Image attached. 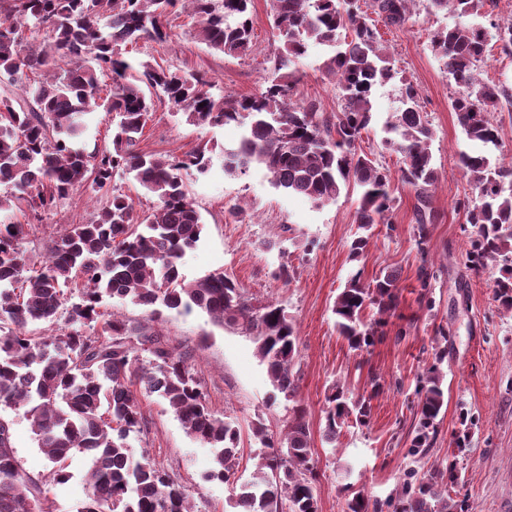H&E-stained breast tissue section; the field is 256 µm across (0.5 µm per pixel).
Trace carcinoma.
I'll return each mask as SVG.
<instances>
[{"mask_svg":"<svg viewBox=\"0 0 512 512\" xmlns=\"http://www.w3.org/2000/svg\"><path fill=\"white\" fill-rule=\"evenodd\" d=\"M0 5V71L22 83L26 105L0 98V404L24 410L38 447L52 464L55 484L70 480L68 460L93 454L86 476L82 512H194L182 485L162 468L132 459L127 439L145 431L142 398L157 395L186 433L214 450L210 477L235 476L241 434L209 406L189 363L156 324L161 309L194 308L211 322L253 340L274 391L295 400L299 336L281 304L253 303L231 277L214 272L187 281L179 269L185 252L200 240L203 219L183 189L180 171L209 168L212 157L199 147L182 159L138 151L153 102L143 87L158 91L194 124L223 126L248 121L232 150L224 151V173L265 170L271 183L324 206L342 192L359 190L355 221L362 233L350 254L363 255L377 224L391 226V173L357 144L371 123V96L398 72L380 45L377 24L404 27L413 20L415 0H369L372 19L359 0H272V28L281 43L276 74L260 92L215 97L195 73L171 71L150 62L134 66L127 45L170 37L167 18L177 0H6ZM198 18L206 45L230 56L252 47V0H185ZM437 11L485 17L488 0H428ZM48 32L38 39L36 33ZM512 57V23L478 22L437 30L432 47L459 88L451 100L457 124L480 151L459 157L472 195L456 203L468 235L466 264L475 271L499 267L498 311L512 313V167L490 155L500 147L493 119L512 106V86L485 83L480 64L491 43ZM333 48L325 62L336 78L341 108L327 114L313 100L296 99V80L277 75L306 55L311 44ZM93 107L116 113L112 148H86L83 117ZM382 146L399 154L400 179L415 192L418 245L438 219L431 198L440 181L433 162V129L413 86L386 122ZM156 197L141 217L133 201L112 193L86 224H70L50 236L43 260L31 265L26 248L31 224L13 221L16 212L35 219L74 189L99 191L116 171ZM436 271L422 258L416 272L419 304L432 309ZM400 274L384 268L371 279L360 268L336 296V327L351 349L369 351L387 318L399 306ZM78 291V300L67 294ZM106 298L151 307L143 319L102 310ZM372 318H366V310ZM63 321L58 332H34ZM149 354L139 361V354ZM443 354L416 378L418 422L408 454L424 455L437 437L448 404L441 368ZM323 437L336 441L345 424L364 425L369 399L349 402L342 386L325 396ZM12 423L0 418V512H50L38 484L22 469L12 446ZM259 441L253 479L234 500L237 512H319L317 474L305 411L295 405L278 433L262 421L253 426ZM456 463L407 480L386 501L357 491L344 512H467L448 496L457 484Z\"/></svg>","mask_w":512,"mask_h":512,"instance_id":"obj_1","label":"carcinoma"}]
</instances>
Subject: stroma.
Listing matches in <instances>:
<instances>
[{
	"instance_id": "1",
	"label": "stroma",
	"mask_w": 512,
	"mask_h": 512,
	"mask_svg": "<svg viewBox=\"0 0 512 512\" xmlns=\"http://www.w3.org/2000/svg\"><path fill=\"white\" fill-rule=\"evenodd\" d=\"M413 23L382 29V40L401 77L378 87L372 95V121L359 147L369 158L393 172L392 221L395 231L376 225L360 261H352L349 245L357 230V193L341 195L321 207L299 195L276 189L263 170L244 176L225 174L223 155L236 146L244 132L237 125H193L167 101H156L138 148L140 151L181 156L208 147L212 163L207 171L182 170L188 197L203 217L197 246L185 253L180 273L193 281L221 271L233 277L255 301L275 300L294 319L299 336L297 367L300 390L297 403L306 411L318 473L316 487L321 512H343L349 491L361 490L383 500L399 489L410 473L455 461L459 481L450 496L467 501L472 512H512V314L498 312L494 301L497 268L474 274L463 263L467 235L456 200L471 194V184L458 165L460 152L472 151L456 123L450 102L457 88L432 50L435 31L464 24L455 13L428 14L418 0ZM254 49L230 57L211 51L196 34L195 22L182 8L169 18L167 41H142L127 49L132 63L150 61L202 75L213 85L214 96L238 98L259 92L272 76L271 60L278 42L270 26L271 0H253ZM326 51L314 45L296 65L298 99L316 101L327 113L341 104L336 82L326 75ZM412 83L419 103L434 130L431 151L441 180L433 192L440 214L430 225L427 245L418 248L413 219L414 192L397 179V155L386 152L381 139L391 112L396 111L403 82ZM107 192L80 188L59 201L33 226L28 250L33 258L44 254L49 236L70 224L87 223L105 202ZM244 212L232 214L233 205ZM438 271L433 309L417 301L416 271L422 258ZM288 264L296 274L290 283L275 278ZM363 266L366 276L386 267L398 269L401 296L396 317L390 318L370 352L351 350L336 330L333 306L351 270ZM467 293H460L461 283ZM413 326L405 338L396 333L403 319ZM159 329L181 349L190 351L191 364L211 408L241 432L239 467L232 482L211 479L214 467L209 447L190 437L180 421L156 396L143 398L147 428L130 436L134 460H150L179 482L196 512H230L238 485L250 481L259 448L252 427L263 422L279 432L293 403L273 395L266 367L255 354L249 337L214 326L201 311H167ZM450 330L442 339L440 329ZM447 350L442 368L448 405L436 441L424 456L407 453L416 424L413 403L415 380L432 364L436 350ZM380 376L373 389L372 376ZM350 397L369 398L372 412L363 426L343 428L336 442L322 434L324 396L334 385ZM478 419L468 447L458 448L453 435L461 428L460 413ZM0 417L12 423V439L23 470L54 502L55 512H79L85 495V475L91 465L87 453L69 461L71 478L49 481L51 464L38 447L22 411L0 405Z\"/></svg>"
}]
</instances>
